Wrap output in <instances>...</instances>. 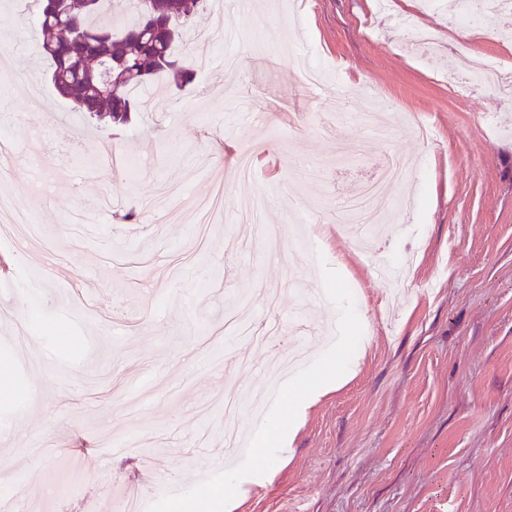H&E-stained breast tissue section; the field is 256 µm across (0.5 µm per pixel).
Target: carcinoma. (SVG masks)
I'll return each mask as SVG.
<instances>
[{
	"instance_id": "obj_1",
	"label": "carcinoma",
	"mask_w": 512,
	"mask_h": 512,
	"mask_svg": "<svg viewBox=\"0 0 512 512\" xmlns=\"http://www.w3.org/2000/svg\"><path fill=\"white\" fill-rule=\"evenodd\" d=\"M134 17H112L113 0H34L43 37L42 55L57 94L74 112L115 126L141 111L131 90L153 79L192 82L190 57H176L184 25L199 19L207 0H130ZM84 31L74 37L71 26Z\"/></svg>"
}]
</instances>
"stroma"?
Returning a JSON list of instances; mask_svg holds the SVG:
<instances>
[{"label":"stroma","instance_id":"35a3bbf8","mask_svg":"<svg viewBox=\"0 0 512 512\" xmlns=\"http://www.w3.org/2000/svg\"><path fill=\"white\" fill-rule=\"evenodd\" d=\"M222 2L197 23L193 82L137 88L152 109L123 128L56 96L34 24L10 45L0 138L19 145L0 189L41 233L0 240V456L16 462L0 502L127 512L222 456L225 381L271 376L234 362L271 317L275 359L300 346L297 325L336 330L322 270L341 261L363 327L356 373L237 512H512V99L459 72L473 53L512 68L504 20L453 27L433 0ZM407 17L432 48L407 45ZM305 58L324 84L299 83ZM340 100L346 120L323 127ZM392 154L419 162L402 190L415 207L382 208L359 241L337 205Z\"/></svg>","mask_w":512,"mask_h":512}]
</instances>
